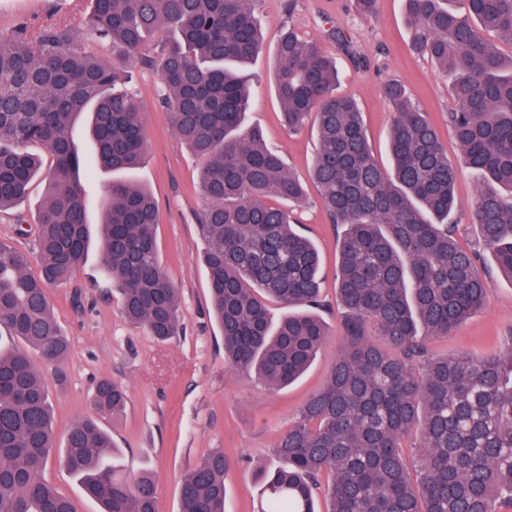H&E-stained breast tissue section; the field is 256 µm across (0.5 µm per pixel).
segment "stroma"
Masks as SVG:
<instances>
[{
    "instance_id": "1",
    "label": "stroma",
    "mask_w": 512,
    "mask_h": 512,
    "mask_svg": "<svg viewBox=\"0 0 512 512\" xmlns=\"http://www.w3.org/2000/svg\"><path fill=\"white\" fill-rule=\"evenodd\" d=\"M88 11V0H0V33H9L22 19L64 22L80 31ZM257 18L265 47L246 70L256 87L247 120L262 130L267 145L277 149L290 171L306 183L308 200L295 207L293 215L321 254L327 304L323 317L334 327L340 241L310 182V166L319 147L316 129L309 124L291 134L281 123L273 91L279 35L294 29L336 58L337 92L358 103L373 154L384 167L389 164L393 112L381 87L392 80L404 85L412 102L427 112L449 160H458L459 147L448 125L453 106L448 79L429 59L408 50L402 0H378L371 17L357 12L355 0H261ZM134 72V95L146 135V155L135 179L157 202L160 256L179 290L182 330L161 342L146 329L130 325L111 286L100 276V256L90 252L70 284L50 291L54 316L70 344L62 369L48 363L41 366L53 399V425L61 437L74 418L91 415L95 382L111 378L126 387L129 399L120 416L103 419L101 425L114 440L128 477L154 474L158 512H178L184 474L215 448L223 449L230 461L224 476L225 512H257L260 473L270 464L269 450L307 398L325 384L340 342L335 339L323 347L308 372L283 389L269 388L226 368L224 338L210 315L196 221L205 206L199 190L200 163L164 121L156 72L139 64ZM46 187L45 180H34L18 210L0 214V243L32 250L33 238L19 235L16 219L33 220ZM511 336L512 281L497 277L485 309L452 334L430 340L429 348L436 355L505 351L512 347L507 343Z\"/></svg>"
}]
</instances>
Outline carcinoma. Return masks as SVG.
<instances>
[{
    "label": "carcinoma",
    "instance_id": "cac0c4a2",
    "mask_svg": "<svg viewBox=\"0 0 512 512\" xmlns=\"http://www.w3.org/2000/svg\"><path fill=\"white\" fill-rule=\"evenodd\" d=\"M258 0H90L84 34L65 24L20 22L0 34V212L17 206L51 159L47 195L30 256L0 245V332L61 365L68 342L49 288L87 261L91 231L73 128L91 114L96 166L130 172L145 133L129 85L133 74L92 54L87 42L156 70L167 125L202 163L208 205L196 216L212 314L224 363L272 388L297 381L332 332L319 253L287 210L305 200L301 181L258 128L246 125L250 85L240 66L262 53ZM411 49L451 74L448 124L475 178L471 223L480 248L456 239L458 167L435 126L398 83L384 97L395 112L392 170L376 161L361 112L336 94L337 66L320 46L282 34L274 93L288 131L311 119L319 148L311 178L342 228L336 274L341 339L326 383L271 448L258 512H512V354L435 356L428 341L479 311L491 272L512 281V58L484 37L512 42V0H403ZM159 30L168 37L149 47ZM151 194L125 177L106 189L98 224L101 274L128 322L166 341L180 330L178 288L166 275ZM494 268L481 264V252ZM287 313L278 323L269 306ZM126 389L108 377L92 393L100 417L120 414ZM419 434L421 453L402 443ZM75 477L102 512H157L156 479L119 474L111 436L92 417L55 448L48 382L29 351L0 350V512H76L43 478L53 462ZM228 459L216 448L181 482L179 512H224ZM325 510L316 508L317 500Z\"/></svg>",
    "mask_w": 512,
    "mask_h": 512
}]
</instances>
